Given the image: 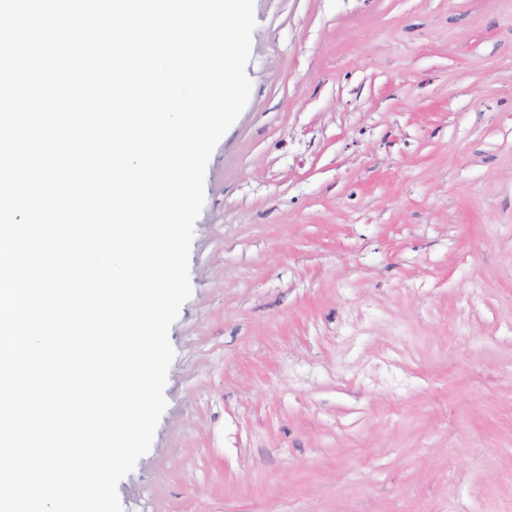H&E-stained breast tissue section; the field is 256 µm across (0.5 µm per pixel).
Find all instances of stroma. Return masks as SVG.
Masks as SVG:
<instances>
[{
  "mask_svg": "<svg viewBox=\"0 0 512 512\" xmlns=\"http://www.w3.org/2000/svg\"><path fill=\"white\" fill-rule=\"evenodd\" d=\"M123 512H512V0H254Z\"/></svg>",
  "mask_w": 512,
  "mask_h": 512,
  "instance_id": "1",
  "label": "stroma"
}]
</instances>
